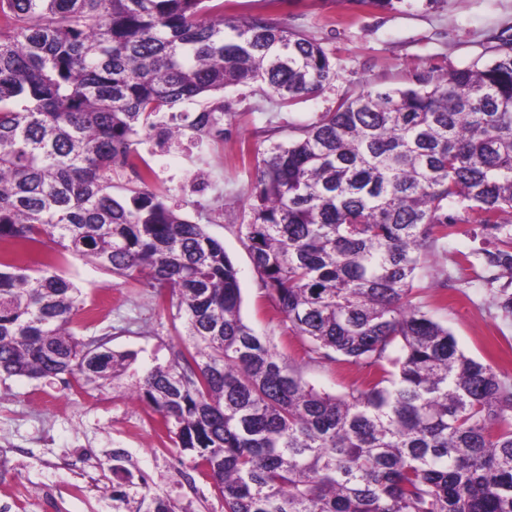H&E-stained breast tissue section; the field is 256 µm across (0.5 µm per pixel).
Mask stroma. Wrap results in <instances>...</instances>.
<instances>
[{
  "mask_svg": "<svg viewBox=\"0 0 512 512\" xmlns=\"http://www.w3.org/2000/svg\"><path fill=\"white\" fill-rule=\"evenodd\" d=\"M229 10L264 14L314 38L334 64L333 80L293 107L263 84L227 88L223 139L199 147L187 139L151 162L162 170L165 186L177 189L188 219L204 225L238 269L244 321L266 336L305 382L341 395L360 384L366 369L309 361L306 342L294 336L275 301L258 289L238 233L241 205L255 181L247 156L266 149L270 140L287 141L292 126L364 87H403L433 67L488 62L499 40L512 39V0H437L430 9L400 11L353 0H280L275 6L267 0H231ZM196 171L209 185L202 196L183 189ZM480 245L473 236L460 235L449 240L446 252L429 256L422 270L424 301L461 350L495 361L512 375V320L499 316L491 295L472 287V269L454 263ZM444 270L450 275L448 299L440 302L429 284ZM58 271L82 289L87 303L102 309L88 335H108L112 349L136 352L135 370L167 362L181 346L169 314L142 289L117 285L111 273L71 256L60 260ZM116 450L134 483L167 497L176 512H224L207 470L181 462L159 437L158 415L131 400L127 390L0 377V506L5 512H113L112 488L124 480L112 472Z\"/></svg>",
  "mask_w": 512,
  "mask_h": 512,
  "instance_id": "stroma-1",
  "label": "stroma"
}]
</instances>
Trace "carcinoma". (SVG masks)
<instances>
[{
  "label": "carcinoma",
  "mask_w": 512,
  "mask_h": 512,
  "mask_svg": "<svg viewBox=\"0 0 512 512\" xmlns=\"http://www.w3.org/2000/svg\"><path fill=\"white\" fill-rule=\"evenodd\" d=\"M421 1L354 0L395 10ZM334 77L325 49L207 0H0V376L112 385L137 360L81 336L69 253L146 289L186 341L129 393L204 466L224 512H512V382L420 300L429 253L480 233L475 280L512 319V40L479 66L364 88L255 152L238 225L259 289L308 354L371 377L302 381L240 313L238 270L136 170L159 116L264 83L283 104ZM223 105L189 125L224 134ZM138 185L112 195V175ZM113 512H175L112 487Z\"/></svg>",
  "instance_id": "1"
}]
</instances>
